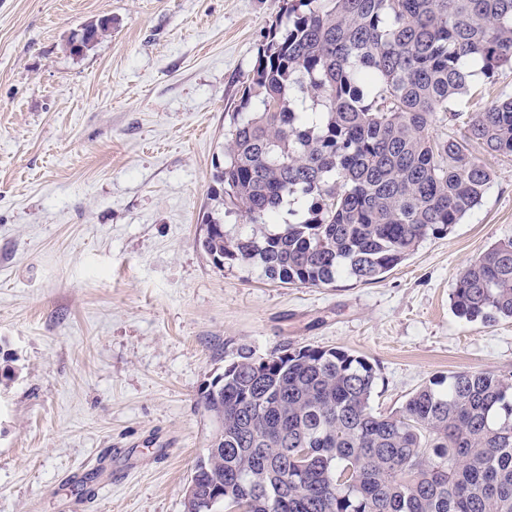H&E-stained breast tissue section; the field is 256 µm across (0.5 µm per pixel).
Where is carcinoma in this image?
<instances>
[{
	"label": "carcinoma",
	"mask_w": 512,
	"mask_h": 512,
	"mask_svg": "<svg viewBox=\"0 0 512 512\" xmlns=\"http://www.w3.org/2000/svg\"><path fill=\"white\" fill-rule=\"evenodd\" d=\"M112 23L83 25L70 54ZM472 58L512 69V0H287L224 127L198 238L214 267L367 283L447 235L493 181L472 145L512 156V93L457 109ZM450 302L469 323L512 319V238L458 273ZM376 383L342 349L238 352L200 394L224 431L193 467L195 512L217 492L246 512H512L511 373L432 379L389 414Z\"/></svg>",
	"instance_id": "cac0c4a2"
}]
</instances>
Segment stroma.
I'll use <instances>...</instances> for the list:
<instances>
[{"label": "stroma", "instance_id": "obj_1", "mask_svg": "<svg viewBox=\"0 0 512 512\" xmlns=\"http://www.w3.org/2000/svg\"><path fill=\"white\" fill-rule=\"evenodd\" d=\"M284 0H0V512H185L215 423L199 401L241 349L341 348L376 411L429 379L512 371V321L450 308L512 237V157L448 235L384 278L283 286L198 244L224 117ZM109 16L85 56L66 39Z\"/></svg>", "mask_w": 512, "mask_h": 512}]
</instances>
